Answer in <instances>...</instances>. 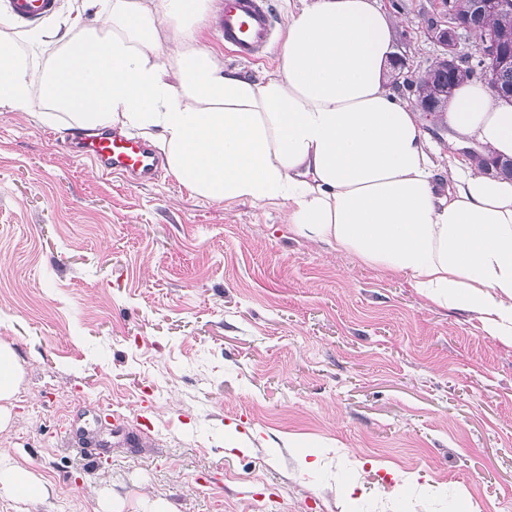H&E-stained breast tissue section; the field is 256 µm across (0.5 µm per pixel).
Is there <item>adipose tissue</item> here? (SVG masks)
<instances>
[{"mask_svg":"<svg viewBox=\"0 0 512 512\" xmlns=\"http://www.w3.org/2000/svg\"><path fill=\"white\" fill-rule=\"evenodd\" d=\"M210 21L206 0H112L105 27L57 37L39 78L0 40V112L39 96L81 129L136 132L195 195L283 203L293 235L406 277L512 346V180L441 168L387 85L394 23L375 0H301L275 73L257 77L201 43ZM443 120L454 147L512 158V103L483 81L456 87ZM22 379L1 340L0 432ZM0 493L46 495L4 448Z\"/></svg>","mask_w":512,"mask_h":512,"instance_id":"adipose-tissue-1","label":"adipose tissue"}]
</instances>
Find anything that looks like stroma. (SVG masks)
Masks as SVG:
<instances>
[{"label": "stroma", "instance_id": "obj_1", "mask_svg": "<svg viewBox=\"0 0 512 512\" xmlns=\"http://www.w3.org/2000/svg\"><path fill=\"white\" fill-rule=\"evenodd\" d=\"M423 72L429 0H377ZM87 25L60 0L0 39ZM0 112V340L24 376L0 448L47 500L0 512H512V347L476 314L292 236L276 203L138 185L75 127Z\"/></svg>", "mask_w": 512, "mask_h": 512}]
</instances>
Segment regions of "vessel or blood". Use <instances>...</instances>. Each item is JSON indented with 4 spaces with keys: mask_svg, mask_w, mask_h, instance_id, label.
Returning a JSON list of instances; mask_svg holds the SVG:
<instances>
[{
    "mask_svg": "<svg viewBox=\"0 0 512 512\" xmlns=\"http://www.w3.org/2000/svg\"><path fill=\"white\" fill-rule=\"evenodd\" d=\"M9 12L21 24L39 23L52 16L57 0H6ZM214 25L225 48L241 58L266 53L275 40V26L269 0H217ZM73 154L89 160L106 175L126 179H153L158 156L145 141L127 135L101 133L95 136L73 134L68 140Z\"/></svg>",
    "mask_w": 512,
    "mask_h": 512,
    "instance_id": "b4317fda",
    "label": "vessel or blood"
}]
</instances>
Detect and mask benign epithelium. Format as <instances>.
<instances>
[{"instance_id": "obj_1", "label": "benign epithelium", "mask_w": 512, "mask_h": 512, "mask_svg": "<svg viewBox=\"0 0 512 512\" xmlns=\"http://www.w3.org/2000/svg\"><path fill=\"white\" fill-rule=\"evenodd\" d=\"M478 10L483 14L502 15L512 13V0H477ZM428 28L433 41L441 47V53L436 57L430 68L443 71H453L462 64L473 65V73L483 77L484 81L500 97L512 98V90L499 88L496 77L503 67H512V49L504 48L493 32L485 34L482 40L474 42L475 52L462 54L458 50V39L461 33H473L470 22L458 16L451 0H434V12L428 21ZM448 104V93L439 97L427 95L418 91L415 95V105L425 114L426 119L438 123ZM458 154L469 164H482L490 173L502 170V164L487 157L476 147H462Z\"/></svg>"}]
</instances>
